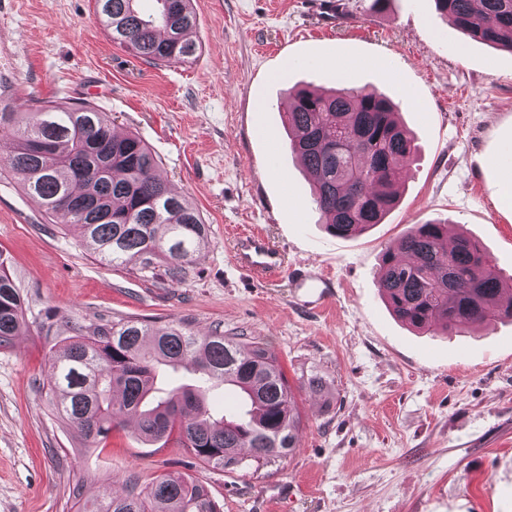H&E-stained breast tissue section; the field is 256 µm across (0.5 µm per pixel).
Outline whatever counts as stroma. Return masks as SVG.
I'll use <instances>...</instances> for the list:
<instances>
[{"instance_id": "stroma-1", "label": "stroma", "mask_w": 512, "mask_h": 512, "mask_svg": "<svg viewBox=\"0 0 512 512\" xmlns=\"http://www.w3.org/2000/svg\"><path fill=\"white\" fill-rule=\"evenodd\" d=\"M336 3L193 0L197 55L156 66L112 43L92 0H0V95L93 100L209 227L180 282L114 266L52 223L0 158V269L28 324L0 347V512H82L167 473L204 483L223 512H512V321L423 335L377 287L382 252L425 222L471 235L512 275V208L498 199L512 51L472 40L433 0ZM338 84L383 91L419 146L397 208L355 238L324 228L283 123L287 89ZM241 225L284 253L279 273L238 266ZM303 271L331 277L323 303L292 287ZM128 318L267 345L303 415L296 452L229 473L174 441L155 449L130 423L80 451L48 403L50 360L74 323Z\"/></svg>"}]
</instances>
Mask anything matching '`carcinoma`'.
Masks as SVG:
<instances>
[{
  "mask_svg": "<svg viewBox=\"0 0 512 512\" xmlns=\"http://www.w3.org/2000/svg\"><path fill=\"white\" fill-rule=\"evenodd\" d=\"M141 0H94L112 42L154 65L186 63L199 44L188 36L192 0H161L145 13ZM436 11L470 37L512 51V0H434ZM291 151L312 177L310 196L325 229L338 237L364 234L395 207L404 163L417 144L399 108L368 87L288 90ZM10 134L9 171L52 221L76 229L112 265L135 259L159 264L182 279L205 244L197 208L173 192L136 134H117L106 113L89 102H15L0 107ZM51 142L49 155L31 148ZM378 288L392 314L422 333L451 334L469 324L511 318L512 278L501 277L483 245L448 225L414 224L380 259ZM25 299L0 273V347L27 327ZM48 379L52 405L89 451L126 418L142 440L164 447L176 437L202 464L226 472L260 468L292 455L301 419L293 386L264 344L244 347L214 330L196 334L183 321L126 319L75 324ZM191 364V384L163 386L160 370ZM234 387L242 408L217 414L208 387ZM93 512H220L207 488L188 475L165 474L140 490L108 494Z\"/></svg>",
  "mask_w": 512,
  "mask_h": 512,
  "instance_id": "1",
  "label": "carcinoma"
}]
</instances>
